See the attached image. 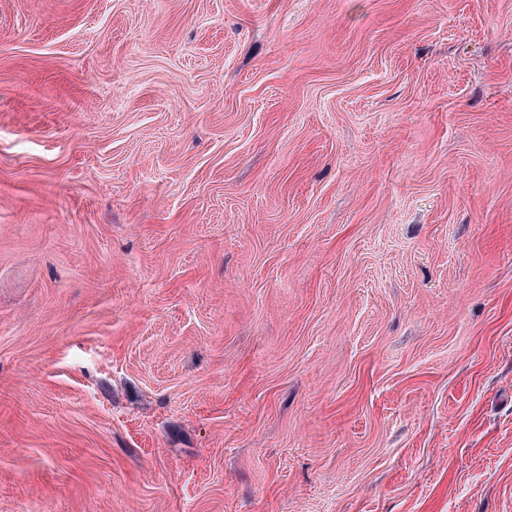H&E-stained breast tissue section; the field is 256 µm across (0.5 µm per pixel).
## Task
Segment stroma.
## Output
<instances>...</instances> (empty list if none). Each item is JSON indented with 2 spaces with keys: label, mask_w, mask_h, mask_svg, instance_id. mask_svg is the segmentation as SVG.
<instances>
[{
  "label": "stroma",
  "mask_w": 512,
  "mask_h": 512,
  "mask_svg": "<svg viewBox=\"0 0 512 512\" xmlns=\"http://www.w3.org/2000/svg\"><path fill=\"white\" fill-rule=\"evenodd\" d=\"M0 512H512V0H0Z\"/></svg>",
  "instance_id": "stroma-1"
}]
</instances>
